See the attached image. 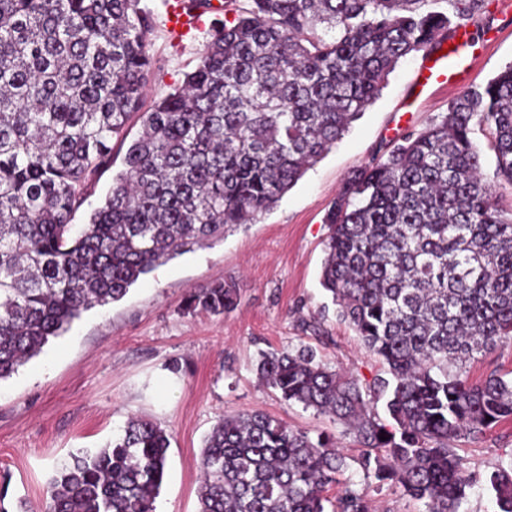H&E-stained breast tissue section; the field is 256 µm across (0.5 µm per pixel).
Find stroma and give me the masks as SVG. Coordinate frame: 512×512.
Returning <instances> with one entry per match:
<instances>
[{
    "mask_svg": "<svg viewBox=\"0 0 512 512\" xmlns=\"http://www.w3.org/2000/svg\"><path fill=\"white\" fill-rule=\"evenodd\" d=\"M143 2L155 12L147 95L153 101L196 67L224 14L207 13L196 27L179 29L171 22L172 6ZM465 38L475 59L474 82L512 63V0H486L485 14L469 21ZM421 63L418 55L403 61L345 137L255 223L169 260L122 300L83 312L0 382V505L7 512L21 501L36 512L56 471L79 450L115 439L132 416L151 419L171 435L156 512H197L203 438L224 415L242 410L262 411L313 437L334 435L352 459L344 480L366 486L376 512H425L423 502L402 489L365 479L353 462L358 445L344 426L284 401L255 374L260 353L302 346L360 383L381 373L382 363L338 317L320 283L324 217L345 178L381 143L423 129L459 95L448 85L419 96ZM218 281L236 288L234 309L185 311L189 294ZM456 453L465 467L482 473L511 461L512 422L457 443Z\"/></svg>",
    "mask_w": 512,
    "mask_h": 512,
    "instance_id": "stroma-1",
    "label": "stroma"
}]
</instances>
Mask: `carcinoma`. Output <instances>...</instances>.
<instances>
[{
	"label": "carcinoma",
	"mask_w": 512,
	"mask_h": 512,
	"mask_svg": "<svg viewBox=\"0 0 512 512\" xmlns=\"http://www.w3.org/2000/svg\"><path fill=\"white\" fill-rule=\"evenodd\" d=\"M141 2L0 0V381L83 312L272 209L403 59L436 54L484 9V0H224L228 18L196 68L145 112L155 21ZM133 115L141 132L129 141ZM477 124L491 136V178ZM115 140L128 143L122 168L75 224ZM496 181L512 184V64L422 130L379 146L328 209L322 286L385 371L362 386L307 347L263 352L256 364L282 399L354 434L366 477L427 512H460L476 484L512 512V461L472 472L452 447L512 421V379L472 382L461 365L512 340V214L498 206ZM236 303V289L218 282L187 308ZM169 447L166 429L129 418L112 442L56 471L44 512H155ZM346 468L330 437L239 411L204 439L198 512H372L353 483L329 502Z\"/></svg>",
	"instance_id": "1"
}]
</instances>
